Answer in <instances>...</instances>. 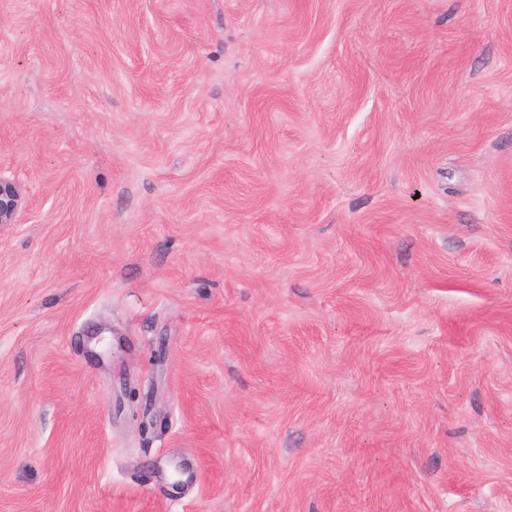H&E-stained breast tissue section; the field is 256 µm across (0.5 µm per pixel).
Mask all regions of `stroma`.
Segmentation results:
<instances>
[{
	"label": "stroma",
	"instance_id": "35a3bbf8",
	"mask_svg": "<svg viewBox=\"0 0 512 512\" xmlns=\"http://www.w3.org/2000/svg\"><path fill=\"white\" fill-rule=\"evenodd\" d=\"M0 512H512V0H0ZM26 207L25 190L13 177L0 175V225L19 223Z\"/></svg>",
	"mask_w": 512,
	"mask_h": 512
}]
</instances>
